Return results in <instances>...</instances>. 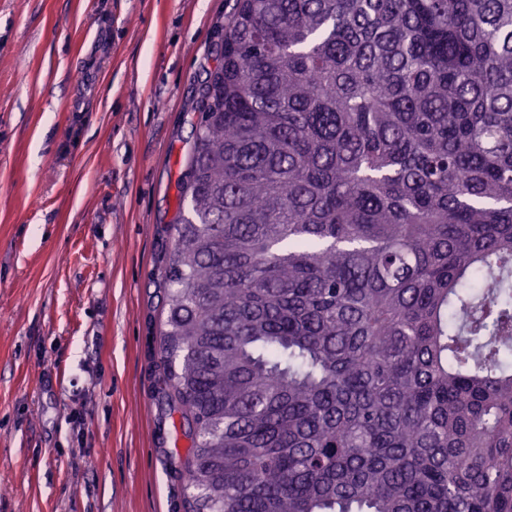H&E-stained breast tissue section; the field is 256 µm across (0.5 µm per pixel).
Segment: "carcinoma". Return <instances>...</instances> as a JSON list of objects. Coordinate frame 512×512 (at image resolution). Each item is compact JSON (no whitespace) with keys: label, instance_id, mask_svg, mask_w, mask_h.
I'll return each mask as SVG.
<instances>
[{"label":"carcinoma","instance_id":"cac0c4a2","mask_svg":"<svg viewBox=\"0 0 512 512\" xmlns=\"http://www.w3.org/2000/svg\"><path fill=\"white\" fill-rule=\"evenodd\" d=\"M200 109L182 512H512V0H236Z\"/></svg>","mask_w":512,"mask_h":512}]
</instances>
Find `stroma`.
Here are the masks:
<instances>
[{
    "label": "stroma",
    "instance_id": "1",
    "mask_svg": "<svg viewBox=\"0 0 512 512\" xmlns=\"http://www.w3.org/2000/svg\"><path fill=\"white\" fill-rule=\"evenodd\" d=\"M235 0H0V512H182L168 226Z\"/></svg>",
    "mask_w": 512,
    "mask_h": 512
}]
</instances>
